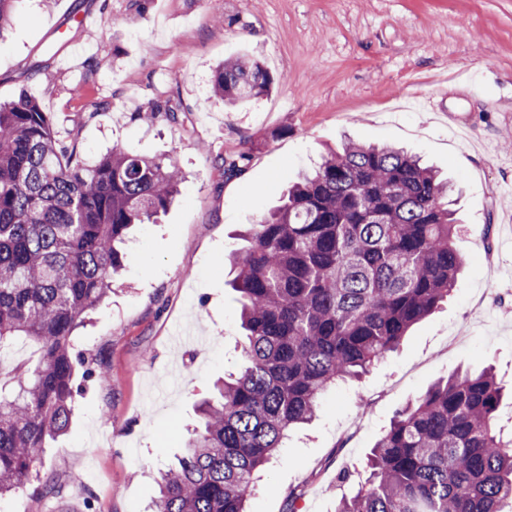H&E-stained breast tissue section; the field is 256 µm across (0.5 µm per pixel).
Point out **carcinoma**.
<instances>
[{"label":"carcinoma","mask_w":512,"mask_h":512,"mask_svg":"<svg viewBox=\"0 0 512 512\" xmlns=\"http://www.w3.org/2000/svg\"><path fill=\"white\" fill-rule=\"evenodd\" d=\"M0 0V34L14 5ZM250 57L214 71L229 105L269 93ZM170 156L115 145L87 162L23 94L0 104V355L37 344L0 375V495L24 488L68 429L79 364L73 332L112 290L133 226L180 193ZM234 257L243 364L198 405L203 427L160 472L152 512H247L254 472L336 383L360 377L448 298L465 263L448 185L390 146L330 152L249 225ZM490 369L442 380L396 412L369 474L336 512H512V434L497 425Z\"/></svg>","instance_id":"obj_1"}]
</instances>
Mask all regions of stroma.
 <instances>
[{
	"mask_svg": "<svg viewBox=\"0 0 512 512\" xmlns=\"http://www.w3.org/2000/svg\"><path fill=\"white\" fill-rule=\"evenodd\" d=\"M245 54L275 83L231 109L210 78ZM22 93L86 159L118 144L173 156L186 180L76 331L94 374L33 467L57 494L31 485L0 512H148L196 402L242 364L238 232L348 141L404 148L448 177L466 266L441 309L290 432L250 512H336L397 410L443 378L489 365L512 387V0H22L0 40V101ZM166 101L177 121L141 120ZM242 153L225 175L222 158Z\"/></svg>",
	"mask_w": 512,
	"mask_h": 512,
	"instance_id": "obj_1",
	"label": "stroma"
}]
</instances>
